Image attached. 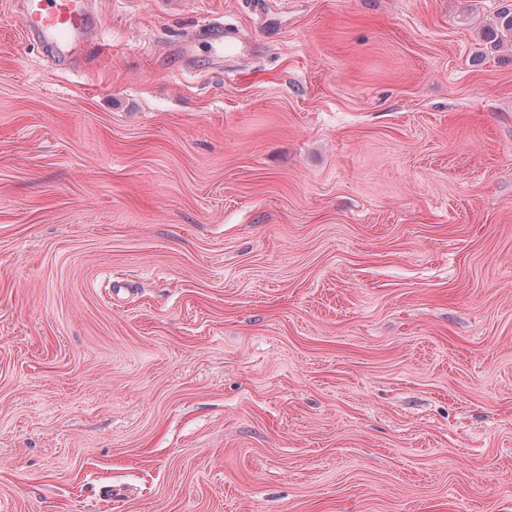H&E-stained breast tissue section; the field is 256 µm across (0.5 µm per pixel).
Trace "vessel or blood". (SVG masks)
Returning <instances> with one entry per match:
<instances>
[{
  "label": "vessel or blood",
  "instance_id": "obj_1",
  "mask_svg": "<svg viewBox=\"0 0 512 512\" xmlns=\"http://www.w3.org/2000/svg\"><path fill=\"white\" fill-rule=\"evenodd\" d=\"M21 23L41 42L75 59L94 21L84 0H23Z\"/></svg>",
  "mask_w": 512,
  "mask_h": 512
}]
</instances>
